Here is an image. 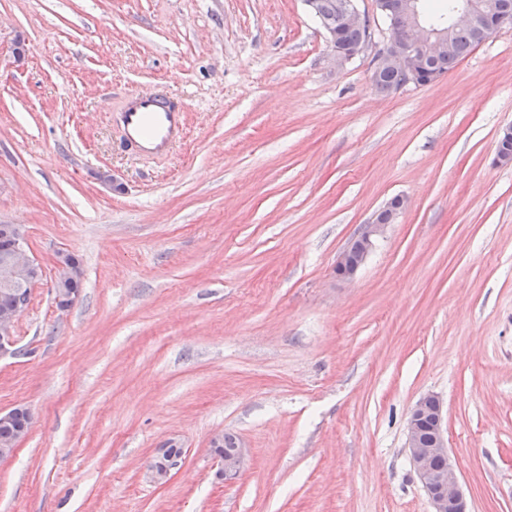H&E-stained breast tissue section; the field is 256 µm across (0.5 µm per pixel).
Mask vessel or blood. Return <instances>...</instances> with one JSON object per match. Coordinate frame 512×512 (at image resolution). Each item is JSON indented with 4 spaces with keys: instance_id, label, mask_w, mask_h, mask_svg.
<instances>
[{
    "instance_id": "obj_1",
    "label": "vessel or blood",
    "mask_w": 512,
    "mask_h": 512,
    "mask_svg": "<svg viewBox=\"0 0 512 512\" xmlns=\"http://www.w3.org/2000/svg\"><path fill=\"white\" fill-rule=\"evenodd\" d=\"M113 120L123 145L144 158L169 155L187 131L185 108L152 93L126 95Z\"/></svg>"
}]
</instances>
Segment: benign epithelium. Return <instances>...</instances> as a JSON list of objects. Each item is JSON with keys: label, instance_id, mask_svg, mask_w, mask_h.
I'll return each mask as SVG.
<instances>
[{"label": "benign epithelium", "instance_id": "1", "mask_svg": "<svg viewBox=\"0 0 512 512\" xmlns=\"http://www.w3.org/2000/svg\"><path fill=\"white\" fill-rule=\"evenodd\" d=\"M376 9L391 20L390 34L384 48L374 60V69L396 68L404 71L409 83L420 85L419 68L428 58L438 57L449 51L451 44L446 32L431 30L422 20L418 0H375ZM341 7L345 23L350 27L366 26V18L357 6V0H342ZM454 27L475 26L489 39L505 24L504 17L483 7L482 0H465L451 16ZM323 27L330 37V60L342 67L362 56L369 46L364 43L352 50L337 45L336 30L325 22ZM406 201L397 200V205L382 208L371 223L364 225L357 239L343 250L336 260V275L351 281L356 276L369 253L376 237L383 234L387 225L396 221ZM0 230L15 237L13 253L0 259V282H9L16 287L14 309L0 315V356L14 353V328L20 316L28 308L31 291L40 280L43 271L39 260L33 255L29 241L21 228L14 224H3ZM76 278V271L69 260V254L56 252V280L64 282ZM431 409L419 399L407 420V449L413 468L426 489L433 512H469L467 501L459 484L456 465L448 453V440L444 427L443 408L436 409V423L431 433L430 443L425 445L420 434V424L428 418ZM249 449L241 441L235 447L217 453L219 475L229 480L241 471ZM436 457L447 459L448 468L437 472L431 462ZM180 459H167L160 455L148 468L149 479L157 484H165L172 471L179 466Z\"/></svg>", "mask_w": 512, "mask_h": 512}]
</instances>
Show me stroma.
<instances>
[{"label":"stroma","instance_id":"stroma-1","mask_svg":"<svg viewBox=\"0 0 512 512\" xmlns=\"http://www.w3.org/2000/svg\"><path fill=\"white\" fill-rule=\"evenodd\" d=\"M358 6L371 42L338 68L305 0H0V224L43 264L0 358V409L33 412L0 512H431L406 448L430 394L471 512H512V24L381 94L389 24ZM159 88L188 134L144 159L112 112ZM225 433L250 450L230 483ZM396 201L395 206L383 207L370 224L364 225L357 239L339 254L336 260V275L340 279L344 281L354 279L375 238L383 234L388 224L396 221L406 205V201L400 197L393 198L388 204H395ZM180 458H170L167 459L164 457V453L160 456H157L155 460L150 464L148 468V477L149 479L157 484L162 485L165 484L172 471L179 466Z\"/></svg>","mask_w":512,"mask_h":512}]
</instances>
